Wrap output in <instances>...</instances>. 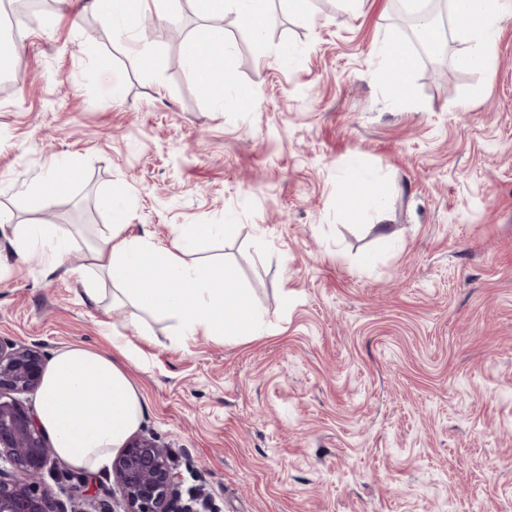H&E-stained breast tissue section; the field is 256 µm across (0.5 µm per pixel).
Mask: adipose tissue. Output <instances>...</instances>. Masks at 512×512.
Wrapping results in <instances>:
<instances>
[{
    "mask_svg": "<svg viewBox=\"0 0 512 512\" xmlns=\"http://www.w3.org/2000/svg\"><path fill=\"white\" fill-rule=\"evenodd\" d=\"M452 13L467 33L470 47L456 56L457 67L490 70L496 60L495 29L503 0H450ZM202 19L236 13L254 35H262L269 0H193ZM208 29L186 40L182 53L198 86L222 97L228 68L217 67L203 53L215 42ZM415 60L398 40L390 39L380 67L383 81L406 91ZM126 212L114 207L113 221L97 230L88 247L90 265L114 286L113 304L144 312H164L177 324L176 338L198 334L254 338L266 328L250 293L241 288L232 269L224 265L190 264L185 254L202 248L223 234L220 224H191L180 230L170 246L124 234ZM114 355L105 356L83 346L60 351L46 369L37 391V416L56 454L72 467L93 471L108 464L113 453L138 429L143 396L127 372L139 361L140 350L121 334H113Z\"/></svg>",
    "mask_w": 512,
    "mask_h": 512,
    "instance_id": "1",
    "label": "adipose tissue"
}]
</instances>
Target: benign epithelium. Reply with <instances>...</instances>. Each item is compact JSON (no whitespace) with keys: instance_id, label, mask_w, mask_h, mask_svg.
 I'll list each match as a JSON object with an SVG mask.
<instances>
[{"instance_id":"7a95c632","label":"benign epithelium","mask_w":512,"mask_h":512,"mask_svg":"<svg viewBox=\"0 0 512 512\" xmlns=\"http://www.w3.org/2000/svg\"><path fill=\"white\" fill-rule=\"evenodd\" d=\"M44 369L37 348L0 338V512H78L67 503L96 488L94 477L60 465L35 413L20 399L39 389ZM47 474L55 486L45 482ZM179 483L168 448L151 434L130 437L112 458L121 512H211L200 496L182 502Z\"/></svg>"}]
</instances>
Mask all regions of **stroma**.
Returning a JSON list of instances; mask_svg holds the SVG:
<instances>
[{"mask_svg": "<svg viewBox=\"0 0 512 512\" xmlns=\"http://www.w3.org/2000/svg\"><path fill=\"white\" fill-rule=\"evenodd\" d=\"M399 0H271L254 37L214 26L236 87L214 101L165 24L115 32L91 0L19 22L0 78V337L53 358L139 341L141 432L214 512H512V10L493 70L462 28L406 96L379 77ZM151 54L144 71L137 51ZM63 184L51 206L35 186ZM131 238L222 224L194 254L231 267L257 339L173 341V321L83 291L86 224ZM20 224L67 239L19 254ZM152 342H140L141 327Z\"/></svg>", "mask_w": 512, "mask_h": 512, "instance_id": "35a3bbf8", "label": "stroma"}]
</instances>
